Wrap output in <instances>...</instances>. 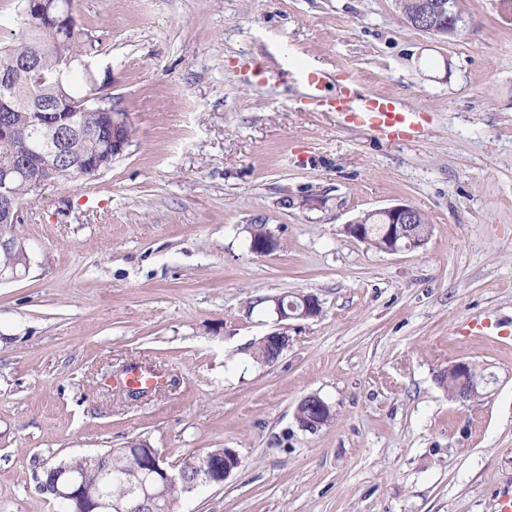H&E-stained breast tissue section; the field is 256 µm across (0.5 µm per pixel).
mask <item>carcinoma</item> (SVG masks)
Listing matches in <instances>:
<instances>
[{
    "label": "carcinoma",
    "instance_id": "carcinoma-1",
    "mask_svg": "<svg viewBox=\"0 0 512 512\" xmlns=\"http://www.w3.org/2000/svg\"><path fill=\"white\" fill-rule=\"evenodd\" d=\"M21 23L15 37L7 42L0 41V92L13 97L17 112L16 122L32 125L33 148L40 147L44 128L39 123L41 114L52 119L73 118L88 130L103 127V114L83 102L85 83H75V72H70L63 85H58L56 74L61 62L67 57L84 59L98 52L101 39L95 31L75 22L64 27H54L40 17L28 12L27 0H18ZM38 50L39 70L30 74L16 72V64ZM100 147V142L74 138L64 150L67 167L71 174L83 175L81 161L85 155ZM18 150L15 142L0 133V169L10 168L17 163ZM148 445L111 448L104 453L73 458L43 468L40 490L52 493L55 472L66 468L84 484L87 493L95 496L122 499L137 493L134 474L139 469ZM198 469L203 470L216 460L224 459V449L211 448L202 453H193ZM195 490L188 480L177 479L166 485L160 494L157 512H175L179 498Z\"/></svg>",
    "mask_w": 512,
    "mask_h": 512
}]
</instances>
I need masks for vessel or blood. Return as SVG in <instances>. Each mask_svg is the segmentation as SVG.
Here are the masks:
<instances>
[{"label":"vessel or blood","instance_id":"1","mask_svg":"<svg viewBox=\"0 0 512 512\" xmlns=\"http://www.w3.org/2000/svg\"><path fill=\"white\" fill-rule=\"evenodd\" d=\"M307 99L320 103L324 100L325 80L302 69L292 72ZM332 108L338 121L346 127L360 129L373 136L398 141L421 134L418 114L413 109L349 85L337 94Z\"/></svg>","mask_w":512,"mask_h":512}]
</instances>
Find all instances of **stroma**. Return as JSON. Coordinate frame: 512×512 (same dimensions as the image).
<instances>
[{
	"instance_id": "obj_1",
	"label": "stroma",
	"mask_w": 512,
	"mask_h": 512,
	"mask_svg": "<svg viewBox=\"0 0 512 512\" xmlns=\"http://www.w3.org/2000/svg\"><path fill=\"white\" fill-rule=\"evenodd\" d=\"M103 37L106 106L132 138L94 177L27 199L31 254L0 284V512H52L43 467L133 440L167 462L240 465L181 512H494L512 484V18L458 0L457 34L394 0H75ZM324 71L421 115V137L340 127L288 67ZM404 201L432 226L389 254L347 235ZM263 224L275 251L250 250ZM315 294L272 363L275 298ZM484 369L458 401L437 378ZM131 362L164 390L106 385ZM315 394L334 417L302 430ZM444 5L438 6V15H442L445 10L448 11L447 22L438 18L436 22L429 23L426 18L420 17L417 20L411 19L409 24L417 30L429 33L435 36L447 37L454 34L459 28L461 20L455 10L452 8L453 0H446ZM188 458H193L196 460L198 469L204 470L205 468L212 465L215 460L221 461L224 459V481L231 475L233 470H235L240 465V459L236 453H224V448H210L207 451H203L202 453H193L189 454L178 465L171 464V471L179 474L182 469V465L185 464Z\"/></svg>"
}]
</instances>
